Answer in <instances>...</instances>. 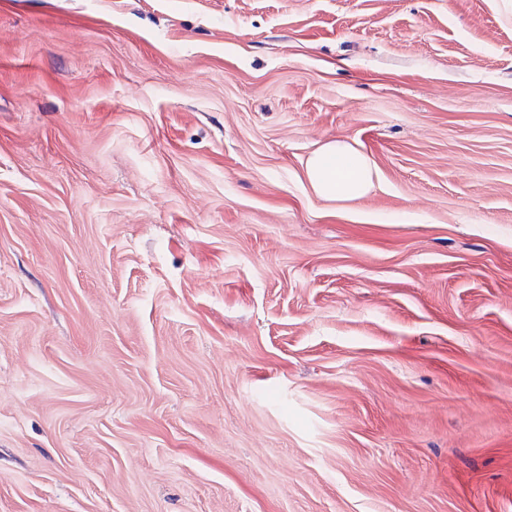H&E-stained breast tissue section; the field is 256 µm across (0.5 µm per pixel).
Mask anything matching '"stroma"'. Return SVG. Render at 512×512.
Returning <instances> with one entry per match:
<instances>
[{
  "label": "stroma",
  "mask_w": 512,
  "mask_h": 512,
  "mask_svg": "<svg viewBox=\"0 0 512 512\" xmlns=\"http://www.w3.org/2000/svg\"><path fill=\"white\" fill-rule=\"evenodd\" d=\"M0 512H512V0H0ZM375 169L369 158L347 141L323 144L307 161L306 177L316 195L354 200L367 194Z\"/></svg>",
  "instance_id": "stroma-1"
}]
</instances>
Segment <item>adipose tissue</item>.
Masks as SVG:
<instances>
[{
  "label": "adipose tissue",
  "instance_id": "obj_1",
  "mask_svg": "<svg viewBox=\"0 0 512 512\" xmlns=\"http://www.w3.org/2000/svg\"><path fill=\"white\" fill-rule=\"evenodd\" d=\"M375 169L369 158L349 142L323 144L308 160L306 177L316 195L329 200H354L367 194Z\"/></svg>",
  "mask_w": 512,
  "mask_h": 512
}]
</instances>
